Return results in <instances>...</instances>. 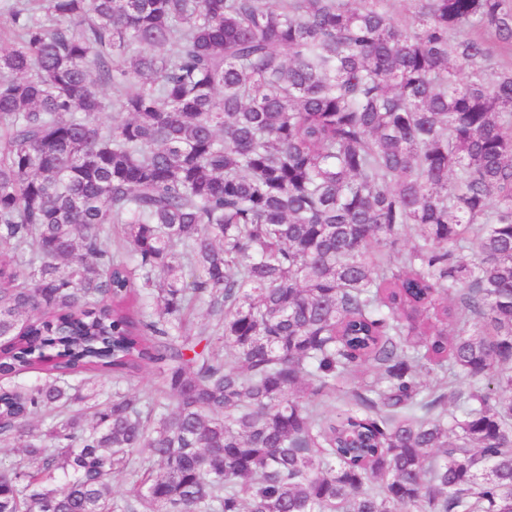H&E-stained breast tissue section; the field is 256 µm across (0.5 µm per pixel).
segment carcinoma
<instances>
[{
    "label": "carcinoma",
    "mask_w": 512,
    "mask_h": 512,
    "mask_svg": "<svg viewBox=\"0 0 512 512\" xmlns=\"http://www.w3.org/2000/svg\"><path fill=\"white\" fill-rule=\"evenodd\" d=\"M392 2L0 0V512H512V0Z\"/></svg>",
    "instance_id": "1"
}]
</instances>
